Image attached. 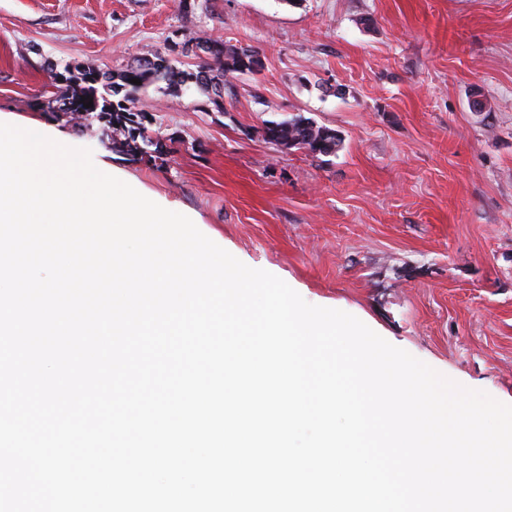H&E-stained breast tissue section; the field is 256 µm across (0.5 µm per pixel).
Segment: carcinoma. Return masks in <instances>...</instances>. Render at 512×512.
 <instances>
[{
	"label": "carcinoma",
	"instance_id": "cac0c4a2",
	"mask_svg": "<svg viewBox=\"0 0 512 512\" xmlns=\"http://www.w3.org/2000/svg\"><path fill=\"white\" fill-rule=\"evenodd\" d=\"M246 49L236 45H223V50L214 55L211 64H199L194 69H179L164 55L137 59L117 72H106L103 78H94L96 69L85 67L69 72L64 80L54 84L55 90L44 95L37 107L55 114L61 120L85 122L92 118L107 127L112 153L125 160L164 161V151L151 147L153 137L149 133L151 120L136 107L138 95L150 84L163 81L162 91L178 93L195 85L207 94L203 111H224V95L227 91L226 77L239 73L242 56ZM138 78L141 84L132 83ZM93 101L91 107L84 102ZM332 128L319 125L309 118L295 116L281 124L268 121L264 127L265 139L273 144H288L289 149L305 150L306 154L326 157L328 153L317 152L320 143Z\"/></svg>",
	"mask_w": 512,
	"mask_h": 512
}]
</instances>
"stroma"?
<instances>
[{
	"instance_id": "obj_1",
	"label": "stroma",
	"mask_w": 512,
	"mask_h": 512,
	"mask_svg": "<svg viewBox=\"0 0 512 512\" xmlns=\"http://www.w3.org/2000/svg\"><path fill=\"white\" fill-rule=\"evenodd\" d=\"M0 0V113L191 214L245 265L350 313L457 383L512 404V0ZM257 49L225 112L142 92L157 166L100 123L35 101L69 63L115 72L173 31ZM335 129V155L283 151L265 122Z\"/></svg>"
}]
</instances>
